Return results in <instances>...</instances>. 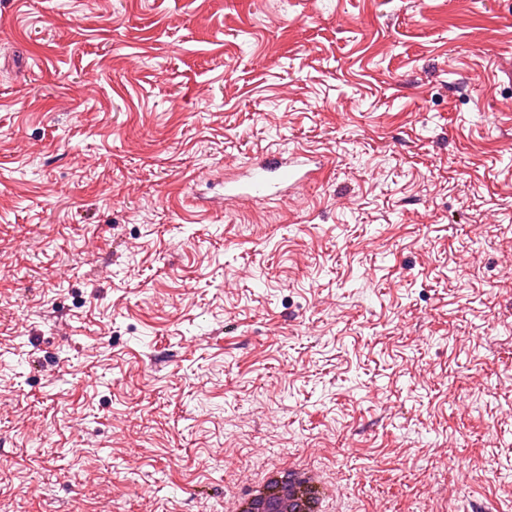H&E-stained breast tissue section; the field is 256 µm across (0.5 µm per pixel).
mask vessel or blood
<instances>
[{
    "instance_id": "vessel-or-blood-1",
    "label": "vessel or blood",
    "mask_w": 512,
    "mask_h": 512,
    "mask_svg": "<svg viewBox=\"0 0 512 512\" xmlns=\"http://www.w3.org/2000/svg\"><path fill=\"white\" fill-rule=\"evenodd\" d=\"M316 172L306 153L291 151L269 156L249 168L242 180L225 183L224 199L228 202L248 200L264 203L290 191Z\"/></svg>"
}]
</instances>
